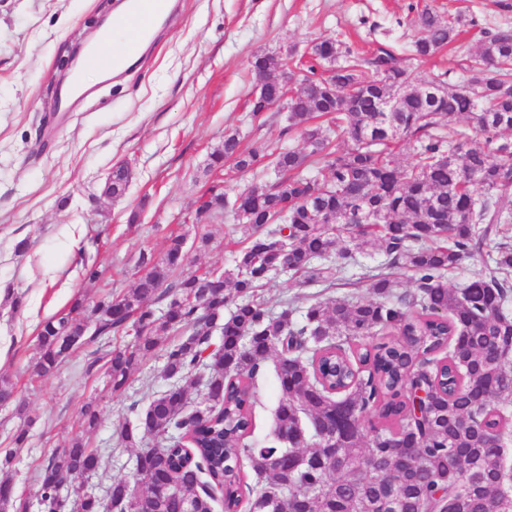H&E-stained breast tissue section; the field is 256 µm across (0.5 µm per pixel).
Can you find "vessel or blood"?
Returning a JSON list of instances; mask_svg holds the SVG:
<instances>
[{"label":"vessel or blood","mask_w":512,"mask_h":512,"mask_svg":"<svg viewBox=\"0 0 512 512\" xmlns=\"http://www.w3.org/2000/svg\"><path fill=\"white\" fill-rule=\"evenodd\" d=\"M169 17V0H126V46L123 55L102 52V45L112 40L111 31L106 30L100 34L98 45L89 50L90 64L106 73L120 72L127 56L135 54L142 43L152 37L155 28Z\"/></svg>","instance_id":"b4317fda"}]
</instances>
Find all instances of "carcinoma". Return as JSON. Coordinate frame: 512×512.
<instances>
[{"instance_id":"cac0c4a2","label":"carcinoma","mask_w":512,"mask_h":512,"mask_svg":"<svg viewBox=\"0 0 512 512\" xmlns=\"http://www.w3.org/2000/svg\"><path fill=\"white\" fill-rule=\"evenodd\" d=\"M417 57H434L457 41L460 28L475 25L457 16L445 21L431 8L417 13ZM323 64L328 75L319 73ZM283 57L261 54L253 71L272 73ZM369 67L372 76H363ZM466 78L437 79V95L419 93L403 59L379 47L369 58L350 55L330 39L313 44V56L288 88V130L306 151H283L272 161L275 179L241 193L236 220L247 232L224 287L212 288L207 273L170 283L184 266L181 235L162 256L141 255L150 266L135 288L93 305L76 300L40 324L34 374L53 373L77 348L98 337L125 333L109 359L94 357L85 373L106 366L112 391L156 350L164 352V375L182 387L207 372L208 398L193 409L171 389L155 394L120 438L131 448L146 438L166 443L136 456L131 477L112 481V512H134L138 498L152 512H267L268 491L288 490L294 512H512L508 464L500 443L512 440V29L485 33L465 63ZM371 82L376 92L363 93ZM394 110L381 117L380 96ZM316 118L331 121L340 149ZM467 120L472 126L457 129ZM448 131H443V127ZM414 161L403 164L400 146ZM260 147L241 149L236 134L211 154L210 167L231 158L247 171L263 163ZM327 168L330 175L319 177ZM109 191L122 196L129 169L112 170ZM288 210V220L280 213ZM376 214L374 223L361 217ZM359 247H376L390 265L411 272L416 288L402 291L388 275L371 283L372 298L316 301L302 320L286 307L275 315L258 294L260 284L288 253L292 273L305 283H330L341 267L313 260L338 244L342 233ZM493 267L461 288L445 273L488 247ZM167 287H162V284ZM233 289L241 298L229 318L224 304ZM166 299L167 316L152 303ZM187 330L168 343L173 330ZM221 341L212 343L214 330ZM280 381L274 428L265 442L254 431V381L271 356ZM79 420L88 431L100 423L92 402ZM336 430L335 442L309 429ZM308 456L298 466L294 453ZM97 451L76 441L50 456L37 475L45 512H100L99 499L70 506L57 485L95 472ZM260 482L251 484L249 476ZM175 487L158 497L154 483ZM16 503L11 485L0 481V512Z\"/></svg>"}]
</instances>
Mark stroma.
Returning <instances> with one entry per match:
<instances>
[{
	"label": "stroma",
	"mask_w": 512,
	"mask_h": 512,
	"mask_svg": "<svg viewBox=\"0 0 512 512\" xmlns=\"http://www.w3.org/2000/svg\"><path fill=\"white\" fill-rule=\"evenodd\" d=\"M171 6V22L128 70L111 80L92 75L91 99L63 117L53 105L59 62L101 18L115 16L112 0H0V377L26 405L22 414L0 406V452L17 451L8 477L27 512H44L36 482L41 463L75 439L101 455L98 471L84 482L102 512H111L107 489L131 475L137 454L120 443L119 432L146 407L147 393L169 386L159 351L135 366L116 393L106 373L85 375L92 349L111 350L115 336L77 350L50 378H35L40 323L75 299L90 304L134 288L141 254L160 256L172 235L186 238L185 272L232 269L243 228L229 211L194 224L199 198L220 182L234 201L245 188L273 180V168L239 173L228 166L217 174L208 169L211 153L228 132L238 133L243 146L264 145L272 156L304 148L286 113L253 116V57L287 50L299 57L312 40L332 38L363 57L389 47L415 79H436L459 57L413 58L416 10L475 18L461 37L471 52L482 31L512 27V0H171ZM118 165L128 166L132 179L125 195L113 199L103 187ZM204 232L212 240L201 251L197 237ZM21 241L27 247L20 253ZM341 245L353 255L343 260L334 286L270 275L259 293L273 312L286 300L300 308L316 300H368L379 272L398 288H413L411 271L388 265L378 250L357 251L346 236ZM87 265L99 270V279L84 278ZM9 291L22 299L18 310L3 302ZM278 395L270 360L256 382L254 439L272 431ZM90 401L99 406L101 425L86 433L77 413ZM22 426L28 439L17 449L13 435Z\"/></svg>",
	"instance_id": "obj_1"
}]
</instances>
